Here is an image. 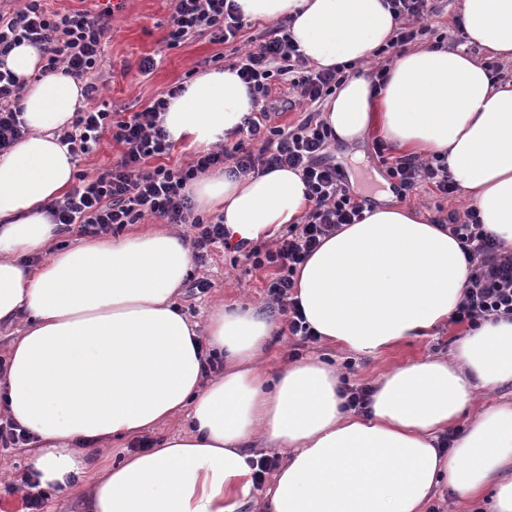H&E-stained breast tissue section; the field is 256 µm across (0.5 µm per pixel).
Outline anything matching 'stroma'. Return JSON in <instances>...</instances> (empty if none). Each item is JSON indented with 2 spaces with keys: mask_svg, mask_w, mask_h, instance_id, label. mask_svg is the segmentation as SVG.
Here are the masks:
<instances>
[{
  "mask_svg": "<svg viewBox=\"0 0 512 512\" xmlns=\"http://www.w3.org/2000/svg\"><path fill=\"white\" fill-rule=\"evenodd\" d=\"M172 12L173 0H123L119 9L114 10L110 18L112 38L105 48L101 97L115 109L141 111L153 99L196 74L231 64L228 45L217 42L208 33L179 47H168ZM146 57L154 58L155 67L144 74L140 63ZM376 141V135L372 134L355 146L334 144L327 151L328 158L342 166L353 194L371 199L376 206L404 204L434 223L447 222L452 212L469 206L465 193L449 199L426 186L411 199L400 200L393 194L385 168L374 152ZM201 278L210 283L204 293L194 287ZM266 281V272L249 269L245 262L237 260L233 250L219 248L206 265L191 266L176 302L190 320L201 325L206 323L216 304L249 305L279 326L262 357L269 374H276L294 360L318 356L340 367L350 384L356 386L374 384L388 367L398 363L447 356L453 343L468 331L467 326L447 324L433 335L408 340L382 354H350L318 341L307 342L290 336L285 316L267 299ZM29 455L26 448L0 447V471L9 479L8 484L0 486V512H27L24 498L28 490L17 487L16 482L28 469Z\"/></svg>",
  "mask_w": 512,
  "mask_h": 512,
  "instance_id": "obj_1",
  "label": "stroma"
}]
</instances>
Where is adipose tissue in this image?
<instances>
[{
  "label": "adipose tissue",
  "instance_id": "1",
  "mask_svg": "<svg viewBox=\"0 0 512 512\" xmlns=\"http://www.w3.org/2000/svg\"><path fill=\"white\" fill-rule=\"evenodd\" d=\"M248 21L289 20L299 51L329 68L367 60L396 21L383 0H235ZM470 44L512 56V0H463ZM23 44L6 65L30 85V134L0 156V324L25 314L0 371V403L38 446L41 486L89 475L91 512H240L253 486L246 447L284 453L267 512H425L439 484L462 500L512 512V403L456 427L478 388L512 382V320L483 323L449 358L399 363L377 381L367 412L345 409L340 375L317 359L268 376L259 365L275 325L253 309L214 306L205 328L175 299L192 264L177 233L151 229L48 252L47 213L68 191L75 162L54 132L85 107L80 82L39 76ZM254 111L236 72L195 76L163 125L174 141L212 146ZM336 144L377 131L409 156L443 154L488 231L512 245V83L445 48L402 53L374 88L350 74L323 114ZM206 209L221 207L237 239L272 238L305 212L298 173L213 174L192 182ZM45 253L35 267L20 257ZM468 264L459 241L398 205L326 238L300 265L297 296L318 339L374 355L431 335L459 303ZM224 371L205 380L209 353ZM186 415L185 430L113 461L110 442Z\"/></svg>",
  "mask_w": 512,
  "mask_h": 512
}]
</instances>
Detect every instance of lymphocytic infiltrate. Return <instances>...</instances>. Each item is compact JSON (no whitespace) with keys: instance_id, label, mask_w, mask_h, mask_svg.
Instances as JSON below:
<instances>
[{"instance_id":"lymphocytic-infiltrate-1","label":"lymphocytic infiltrate","mask_w":512,"mask_h":512,"mask_svg":"<svg viewBox=\"0 0 512 512\" xmlns=\"http://www.w3.org/2000/svg\"><path fill=\"white\" fill-rule=\"evenodd\" d=\"M397 25L384 50L393 53L421 42L430 28L426 23L431 0H386ZM111 5L98 12L54 11L48 0H24L16 11L0 9V58L21 42L36 47L44 63L40 74L56 71L81 81L89 108L79 112L60 144L72 156L95 151L103 134H110L122 154L112 168L91 175L78 171L76 184L48 208L53 223L63 231L79 227L82 234L98 235L122 230L152 217L164 224L188 226L189 243L198 263H206L212 248L224 245L228 232L223 216L209 219L195 215L187 185L213 169L249 175L288 168L299 173L309 206L300 221L288 225L274 248L250 241L237 242L235 250L256 270H271L267 295L288 318V333L304 339L315 334L294 297L299 266L320 244L345 224H357L368 210L367 200L354 196L339 166L327 162L325 152L333 137L326 121L309 116L292 127L272 124L275 109L270 100L272 79L288 87L289 105L307 108L322 105L344 79L343 66L316 69L308 66L288 30L280 22L275 34L249 41L232 68L246 84L259 112L235 131L236 141L197 154L187 166L171 167L164 160L175 148L163 127L170 101L181 93L174 86L151 105L131 114L115 113L97 103L96 80L104 66L103 47L111 37ZM244 19L234 0H174L167 44L174 47L204 33L218 41L234 42ZM27 79L11 70H0V154L10 150L28 132L21 118V101ZM385 141H377L376 154L399 196L426 185L440 194L454 196L458 187L448 172L447 158L430 160L394 157ZM448 232L461 243L469 274L463 296L454 311V324L478 328L481 322L512 320V246L486 230L477 208L455 216Z\"/></svg>"}]
</instances>
